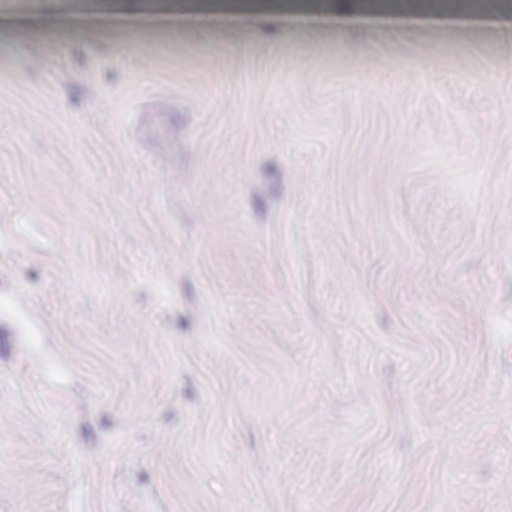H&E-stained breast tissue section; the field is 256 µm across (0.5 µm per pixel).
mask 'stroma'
Instances as JSON below:
<instances>
[{"instance_id": "stroma-1", "label": "stroma", "mask_w": 512, "mask_h": 512, "mask_svg": "<svg viewBox=\"0 0 512 512\" xmlns=\"http://www.w3.org/2000/svg\"><path fill=\"white\" fill-rule=\"evenodd\" d=\"M0 0V512H512V25Z\"/></svg>"}]
</instances>
